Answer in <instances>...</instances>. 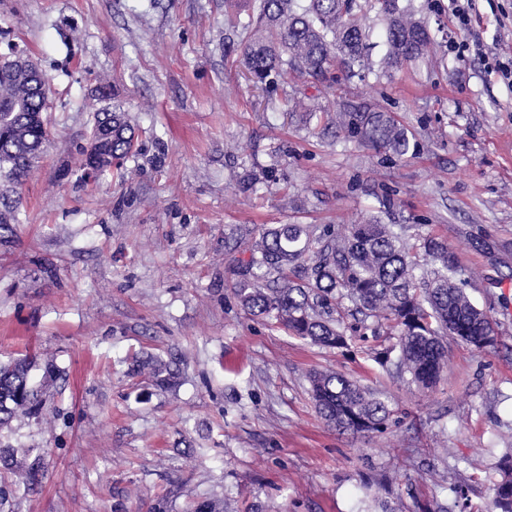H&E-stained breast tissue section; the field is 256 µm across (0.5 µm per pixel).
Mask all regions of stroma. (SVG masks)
Instances as JSON below:
<instances>
[{"label":"stroma","mask_w":512,"mask_h":512,"mask_svg":"<svg viewBox=\"0 0 512 512\" xmlns=\"http://www.w3.org/2000/svg\"><path fill=\"white\" fill-rule=\"evenodd\" d=\"M435 45L380 78L334 71L254 84L224 0H0V26L38 60L50 141L24 185L27 221L0 245V362L33 360L39 420L0 439L45 449V478L14 512H492L512 452V0H416ZM480 49L459 57L458 43ZM107 76L138 144L122 174L78 165ZM377 104L413 130L407 159L336 140L282 112L284 96ZM447 243L488 312L495 347L449 341L435 388L374 358L380 340L319 348L252 318L232 293L240 227L355 224L370 216ZM180 360L155 388L127 357ZM335 370L381 392L398 419L356 436L317 413L307 377ZM192 443L193 456L177 452ZM462 495H455L454 487Z\"/></svg>","instance_id":"35a3bbf8"}]
</instances>
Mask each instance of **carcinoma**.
I'll list each match as a JSON object with an SVG mask.
<instances>
[{"label": "carcinoma", "instance_id": "carcinoma-1", "mask_svg": "<svg viewBox=\"0 0 512 512\" xmlns=\"http://www.w3.org/2000/svg\"><path fill=\"white\" fill-rule=\"evenodd\" d=\"M386 53L372 59V4ZM242 56L252 79L305 75L324 82L340 66L350 75L390 74L423 58L434 44L412 2L401 0H260L257 15L239 23ZM8 52L0 60V245L23 223V186L49 142L44 112L47 77L31 70L22 52L0 27ZM336 135L398 158L414 152L408 130L389 112L366 102H336ZM90 132L102 139L93 159L95 178L121 168L135 149L136 133L126 113L102 108ZM408 226L372 217L320 231L303 224L262 229L237 259L232 293L250 316L280 325L313 345L341 349L367 335L393 336L379 352L383 362L410 383L433 386L445 367L448 339L485 350L496 345L492 318L461 288L462 270L448 245L431 237H407ZM22 358L0 366V430L14 421L37 419L42 387ZM148 371L155 385L176 379L173 363L148 355L133 371ZM321 418L342 432L373 434L388 428L389 404L374 390L334 371L308 377ZM43 448L0 442V512L19 490L35 491L44 478ZM494 512H512V457L503 460L495 484Z\"/></svg>", "mask_w": 512, "mask_h": 512}]
</instances>
